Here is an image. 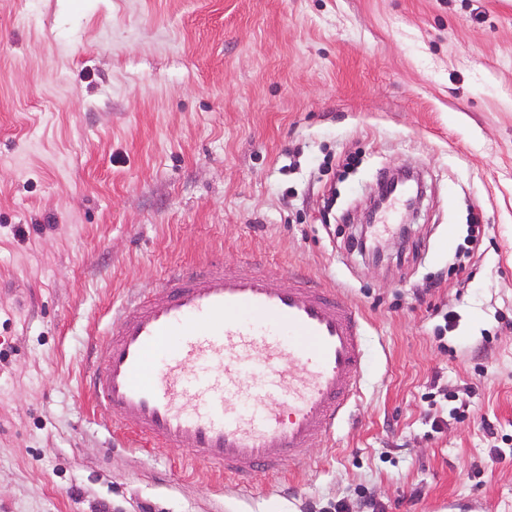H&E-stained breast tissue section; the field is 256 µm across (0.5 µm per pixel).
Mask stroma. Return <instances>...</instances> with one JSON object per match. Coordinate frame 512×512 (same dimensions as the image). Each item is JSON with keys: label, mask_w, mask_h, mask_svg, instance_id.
I'll return each instance as SVG.
<instances>
[{"label": "stroma", "mask_w": 512, "mask_h": 512, "mask_svg": "<svg viewBox=\"0 0 512 512\" xmlns=\"http://www.w3.org/2000/svg\"><path fill=\"white\" fill-rule=\"evenodd\" d=\"M407 168L428 191L405 239L347 250ZM253 256L348 297L364 359L328 440L236 493L83 380L131 294ZM363 489L512 512V0H0V512H330Z\"/></svg>", "instance_id": "stroma-1"}]
</instances>
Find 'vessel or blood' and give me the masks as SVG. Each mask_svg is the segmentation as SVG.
Here are the masks:
<instances>
[{
	"label": "vessel or blood",
	"mask_w": 512,
	"mask_h": 512,
	"mask_svg": "<svg viewBox=\"0 0 512 512\" xmlns=\"http://www.w3.org/2000/svg\"><path fill=\"white\" fill-rule=\"evenodd\" d=\"M362 316L260 260L180 267L112 318L84 383L135 438L243 485L320 447L359 385Z\"/></svg>",
	"instance_id": "1"
}]
</instances>
